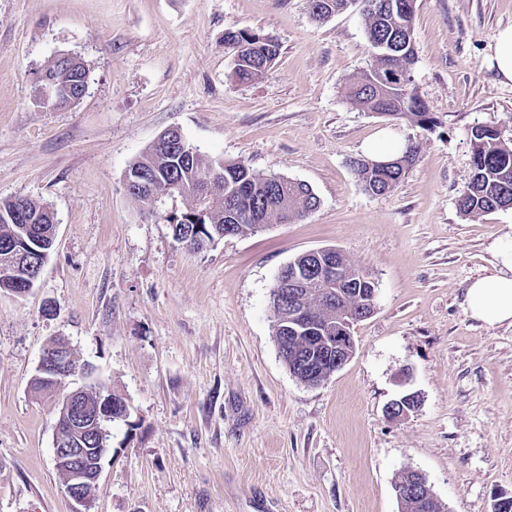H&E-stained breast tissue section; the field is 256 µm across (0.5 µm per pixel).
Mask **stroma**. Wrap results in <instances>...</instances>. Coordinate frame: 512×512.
I'll return each instance as SVG.
<instances>
[{"mask_svg": "<svg viewBox=\"0 0 512 512\" xmlns=\"http://www.w3.org/2000/svg\"><path fill=\"white\" fill-rule=\"evenodd\" d=\"M512 0H416L413 85L424 130L360 109L347 87L374 63L358 7L315 21L308 0H0V200L50 207L55 243L32 291L0 293V512H74L52 461L63 396L121 395L92 512H401L395 484L421 472L442 512H492L512 495V326L466 311L495 272L512 209L466 217L477 124L512 139V82L492 64ZM281 54L241 83L224 33ZM89 69L86 95L37 99L48 60ZM179 128L211 159L309 185L306 217L200 252L125 189L129 167ZM420 154L371 195L351 162L381 133ZM340 250L377 284L349 362L319 386L280 356L272 296L297 255ZM94 368L32 387L43 348ZM416 413L388 418L402 395Z\"/></svg>", "mask_w": 512, "mask_h": 512, "instance_id": "1", "label": "stroma"}]
</instances>
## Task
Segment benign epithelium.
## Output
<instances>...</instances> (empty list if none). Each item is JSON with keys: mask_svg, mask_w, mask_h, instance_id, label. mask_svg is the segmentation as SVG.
I'll list each match as a JSON object with an SVG mask.
<instances>
[{"mask_svg": "<svg viewBox=\"0 0 512 512\" xmlns=\"http://www.w3.org/2000/svg\"><path fill=\"white\" fill-rule=\"evenodd\" d=\"M309 258L306 277L302 278L282 268L274 285V298L278 318L290 328L307 334L308 349L317 356V364L335 365V370L343 368L354 353L353 325L362 316L349 315L343 319L336 317V335H331L329 325L313 314L306 305L307 283L316 281L325 286L330 301L339 303L345 299L340 288L350 284L335 263L327 248L306 252ZM50 350L42 351L36 368V376L48 380L65 379L75 373L77 365L73 353L57 342L48 344ZM84 387L70 390L62 399L58 419L65 421L70 436L61 437V429H56L52 455L56 469L68 473L67 495L78 508L75 512H91L93 498L85 493L86 486L98 485L103 473V461L109 452L106 423L112 418V393L101 396L92 412L79 408L80 395ZM418 399L408 394L392 401L386 408L394 419L407 417L416 411ZM405 485L396 488L397 498L404 501L408 497L419 500V505L429 507L435 497L428 486L426 477L418 471L406 474Z\"/></svg>", "mask_w": 512, "mask_h": 512, "instance_id": "1", "label": "benign epithelium"}]
</instances>
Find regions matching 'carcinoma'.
<instances>
[{
    "instance_id": "cac0c4a2",
    "label": "carcinoma",
    "mask_w": 512,
    "mask_h": 512,
    "mask_svg": "<svg viewBox=\"0 0 512 512\" xmlns=\"http://www.w3.org/2000/svg\"><path fill=\"white\" fill-rule=\"evenodd\" d=\"M367 26L368 43L376 63L350 85L349 97L367 112L381 116L403 118L410 116L417 126L426 129L433 117L412 87L411 67L415 48L409 43L413 32L416 0H361ZM347 0H310L313 18L324 20L345 10ZM224 49L234 59L235 78L251 82L265 74L280 55L279 42L264 35L240 28L224 32ZM42 74L55 80L72 94L79 93L87 78V69L78 58L67 54L47 62ZM472 173L460 192L457 206L466 216L481 215L494 210L512 208V145L493 126L477 124L470 129ZM217 169L224 182V193L209 198L206 211L197 207V195L203 189L202 177ZM353 171L362 188L369 194L384 195L394 191L403 174L398 170H369L358 164ZM146 187L131 192L134 200L154 206L164 199L178 195L185 198L183 211L166 217L173 237L199 235L209 243L228 235L255 232V225L288 224L317 209L319 199L307 185L278 181L269 175L255 172L240 162L209 161L194 151L183 161L177 155L151 145L128 169ZM54 216L50 208L28 198L0 201V252L24 249L45 265L52 249ZM337 263L352 273L353 292L374 287L362 279L364 270L352 265L342 253ZM31 268H3L0 261V292L9 294L29 282ZM276 342L288 336L283 361L295 376L303 375L296 366L305 353L304 342L296 333L285 332L275 323Z\"/></svg>"
}]
</instances>
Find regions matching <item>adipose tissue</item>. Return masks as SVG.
Instances as JSON below:
<instances>
[{"label":"adipose tissue","instance_id":"adipose-tissue-1","mask_svg":"<svg viewBox=\"0 0 512 512\" xmlns=\"http://www.w3.org/2000/svg\"><path fill=\"white\" fill-rule=\"evenodd\" d=\"M499 267L474 280L466 291L470 316L488 326L512 325V241L498 248Z\"/></svg>","mask_w":512,"mask_h":512}]
</instances>
